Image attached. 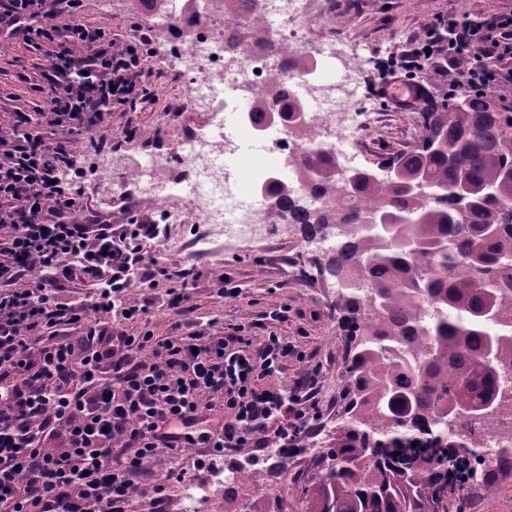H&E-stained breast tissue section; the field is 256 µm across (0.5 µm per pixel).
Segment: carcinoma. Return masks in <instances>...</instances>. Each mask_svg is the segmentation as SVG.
<instances>
[{
  "label": "carcinoma",
  "instance_id": "1",
  "mask_svg": "<svg viewBox=\"0 0 512 512\" xmlns=\"http://www.w3.org/2000/svg\"><path fill=\"white\" fill-rule=\"evenodd\" d=\"M224 17L246 39L264 33L256 0H224ZM420 119L413 148L375 169L316 145L288 154L305 193L278 172L259 187L272 223L321 245L348 331L349 401L323 444L327 465L300 489L308 512H450L464 483L444 451L462 449L478 470L465 427L497 419L512 382V112L470 93ZM276 120L312 139L304 105L273 73L244 123L260 134ZM385 168L394 177L380 179ZM249 487L235 472L224 480L243 502Z\"/></svg>",
  "mask_w": 512,
  "mask_h": 512
}]
</instances>
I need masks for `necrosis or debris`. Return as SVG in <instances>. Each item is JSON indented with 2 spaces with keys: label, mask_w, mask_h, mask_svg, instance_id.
<instances>
[{
  "label": "necrosis or debris",
  "mask_w": 512,
  "mask_h": 512,
  "mask_svg": "<svg viewBox=\"0 0 512 512\" xmlns=\"http://www.w3.org/2000/svg\"><path fill=\"white\" fill-rule=\"evenodd\" d=\"M309 0H263L261 14L271 46H255L246 54L224 51L223 0H171L166 13L156 19L160 29L173 40L168 61L184 66L190 88L184 111L205 112L210 123L222 121L228 103L240 102L261 90L271 73H279L308 107L316 128L314 141L331 148L345 163H353V148L363 147L369 124H345L338 114L347 112L355 90L350 76L327 81L299 75L294 51L316 58L325 52L324 44L306 45L302 27ZM289 53H282V46ZM262 151L265 142L244 141L238 136L221 138L193 135L183 137L176 157L183 175L174 185H166L160 172L166 164L157 155L136 164L138 188L153 189L162 199L159 221L163 224H201L203 233L189 242L190 250L207 253L231 242L267 234V210L249 203L237 171L224 159L241 153L243 147ZM485 466L502 458L503 449L512 447V414L495 424H476Z\"/></svg>",
  "instance_id": "necrosis-or-debris-1"
}]
</instances>
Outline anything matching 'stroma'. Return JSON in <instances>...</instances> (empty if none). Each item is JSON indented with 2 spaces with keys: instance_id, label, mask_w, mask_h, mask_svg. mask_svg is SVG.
<instances>
[{
  "instance_id": "obj_1",
  "label": "stroma",
  "mask_w": 512,
  "mask_h": 512,
  "mask_svg": "<svg viewBox=\"0 0 512 512\" xmlns=\"http://www.w3.org/2000/svg\"><path fill=\"white\" fill-rule=\"evenodd\" d=\"M81 2L82 20L115 39L148 30L146 15L136 0ZM510 10L512 0H318L314 13L305 20L303 33L310 42L331 39L336 43L333 57L317 60L319 77H336L345 57L358 59L360 102L386 116L372 134L369 160L374 163L409 148L410 135L420 125L419 106L398 108L381 97L374 81L378 60L398 53L406 37L422 35L427 24L439 17L457 13L488 16ZM167 55L165 33L149 39L144 61L147 101L107 116L113 158L170 154L181 132H205L197 114L181 109L188 84L178 68L167 64ZM49 67L50 59L39 44L20 38L0 41V121L17 112L32 114L42 108ZM72 152L73 164L62 170L63 185L78 194L95 214L114 224L156 221L161 202L138 191L131 170L119 166L113 171L112 187L120 195L112 199L105 198L97 184L82 181L85 167L100 161L94 135L74 137ZM196 231L193 224H166L160 237L147 246L159 265L195 269L198 277L188 291L195 316L226 325H246L278 307H287L288 320L278 324L277 330L288 336L305 360H288L279 383L292 384L308 368L320 372L317 398L323 413L321 432L306 441L300 455L289 458L284 467L271 460L254 465L244 457L233 462L217 460L216 467L227 472L243 470L251 476V512H307L299 490L317 477L318 447L347 403L348 350L346 330L336 311V287L318 273L317 246L302 242L292 225L270 227L268 240L261 243L204 254L181 247ZM224 277L239 286V297H220L217 288ZM484 476V481L467 484L462 490V512H512V462L486 469Z\"/></svg>"
}]
</instances>
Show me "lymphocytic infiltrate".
<instances>
[{"mask_svg": "<svg viewBox=\"0 0 512 512\" xmlns=\"http://www.w3.org/2000/svg\"><path fill=\"white\" fill-rule=\"evenodd\" d=\"M46 2L0 0V37L40 40L51 58L44 107L0 124V512H131L146 477L153 512H168L169 486L185 473L153 475L154 460L200 446L209 451L195 462L201 472L246 448L297 455L321 427L318 378L271 382L299 355L276 329L287 308L271 311L257 336L190 319L192 269L147 257L158 225L108 224L58 181L72 135L146 100L145 53L143 40L119 45L84 24L80 0H54L71 16L56 28ZM429 66L452 72L454 94L511 86L512 11L436 19L376 80L421 101L428 90L416 75ZM33 120L57 138L28 132ZM163 281L181 313L171 334L129 332L148 312L131 288ZM73 285L97 289L95 301L58 302Z\"/></svg>", "mask_w": 512, "mask_h": 512, "instance_id": "lymphocytic-infiltrate-1", "label": "lymphocytic infiltrate"}]
</instances>
